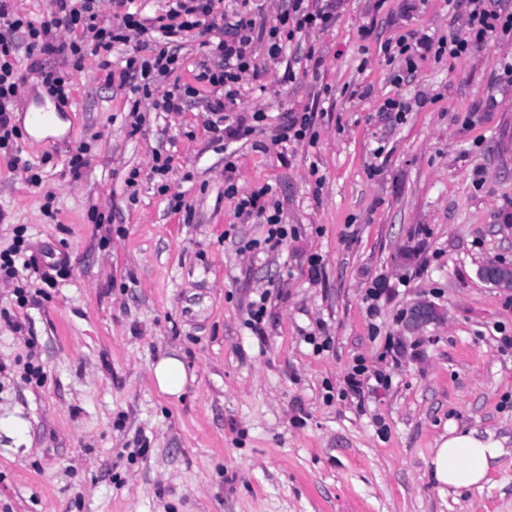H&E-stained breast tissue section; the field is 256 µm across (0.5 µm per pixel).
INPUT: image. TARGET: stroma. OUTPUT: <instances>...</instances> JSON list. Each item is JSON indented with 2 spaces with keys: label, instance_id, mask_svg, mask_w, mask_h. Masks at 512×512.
Masks as SVG:
<instances>
[{
  "label": "stroma",
  "instance_id": "obj_1",
  "mask_svg": "<svg viewBox=\"0 0 512 512\" xmlns=\"http://www.w3.org/2000/svg\"><path fill=\"white\" fill-rule=\"evenodd\" d=\"M335 2L334 23L301 37L295 79L274 64L244 77L232 112L267 114L228 147L240 193L268 186L282 206L288 237L272 250L224 194L228 147L205 109L216 88L158 112L105 79L134 42L115 45L108 71L18 51L0 252L32 266L0 278V512H512V289L479 276L512 263V36L396 85L384 43L448 35L464 13ZM221 36L188 33L160 91L195 85L200 40ZM43 69L68 72V99L60 128L28 129L49 97ZM390 97L410 112L382 111ZM308 107L315 144L274 143ZM419 300L439 316L411 333ZM167 355L186 368L178 396L153 377ZM452 425L507 450L489 484L455 498L429 468Z\"/></svg>",
  "mask_w": 512,
  "mask_h": 512
}]
</instances>
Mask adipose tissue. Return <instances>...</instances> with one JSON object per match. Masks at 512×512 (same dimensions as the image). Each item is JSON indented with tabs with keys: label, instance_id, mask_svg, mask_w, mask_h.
<instances>
[{
	"label": "adipose tissue",
	"instance_id": "ef3b65f1",
	"mask_svg": "<svg viewBox=\"0 0 512 512\" xmlns=\"http://www.w3.org/2000/svg\"><path fill=\"white\" fill-rule=\"evenodd\" d=\"M504 453L501 441L478 430H450L447 439L434 449L431 476L449 494L483 487L489 481L493 462Z\"/></svg>",
	"mask_w": 512,
	"mask_h": 512
}]
</instances>
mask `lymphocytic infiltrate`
<instances>
[{"instance_id": "obj_1", "label": "lymphocytic infiltrate", "mask_w": 512, "mask_h": 512, "mask_svg": "<svg viewBox=\"0 0 512 512\" xmlns=\"http://www.w3.org/2000/svg\"><path fill=\"white\" fill-rule=\"evenodd\" d=\"M219 2L173 0L165 13L147 17L138 11L127 12L118 23L112 24L100 16L97 0H51L56 17L37 27L19 16L10 0H0V28L6 31L5 36L0 37V148L9 146L17 134L9 112V105L21 84L12 63L16 45L11 35L16 31L24 32L30 54L66 53L77 59L87 54L108 57L115 44L127 42L130 36H139L141 52L126 59L123 75L133 79L134 91L151 98L157 81L180 68L179 49L185 32L204 24L222 27L223 39L210 44L207 50L208 56L216 58V65L201 64L195 79L224 90L222 96L207 102L208 112L216 116L211 124L212 132L221 140L240 138L246 131L244 125L224 126L217 116L231 111L235 105L243 75L257 72V44H264L268 61L282 64L286 46L298 33L329 27L333 15L322 8H310L306 0H290V8L278 13L271 23L260 24L251 11L244 8L229 14L217 12ZM448 4L455 9L464 8L463 30L439 40L425 33H410L384 45L388 58L399 61L401 66L400 74L393 77L394 82H402L404 74L414 73L427 59L445 58L454 63L488 41L512 34V11L503 9L499 0H448ZM60 26L80 31L81 41L56 43L54 30ZM233 167V161H226L225 196L237 198L240 211L263 217L268 226L266 244L278 246L288 236L281 222L280 204L265 205L259 195L239 194L231 176Z\"/></svg>"}]
</instances>
